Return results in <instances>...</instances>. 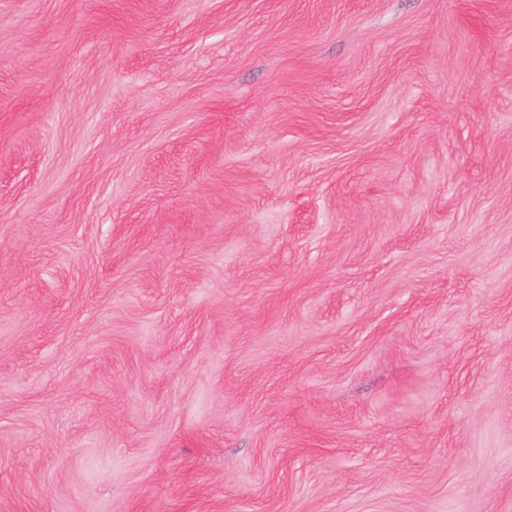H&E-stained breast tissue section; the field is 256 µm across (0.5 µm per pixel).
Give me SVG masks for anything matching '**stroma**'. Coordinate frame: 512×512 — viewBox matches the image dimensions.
Wrapping results in <instances>:
<instances>
[{
	"mask_svg": "<svg viewBox=\"0 0 512 512\" xmlns=\"http://www.w3.org/2000/svg\"><path fill=\"white\" fill-rule=\"evenodd\" d=\"M0 512H512V0H0Z\"/></svg>",
	"mask_w": 512,
	"mask_h": 512,
	"instance_id": "1",
	"label": "stroma"
}]
</instances>
